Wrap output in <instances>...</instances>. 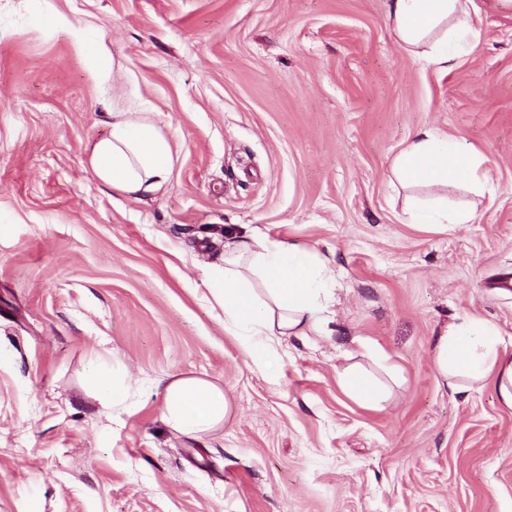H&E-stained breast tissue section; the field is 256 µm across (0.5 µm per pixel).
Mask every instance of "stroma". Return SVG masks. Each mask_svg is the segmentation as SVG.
Instances as JSON below:
<instances>
[{"mask_svg":"<svg viewBox=\"0 0 512 512\" xmlns=\"http://www.w3.org/2000/svg\"><path fill=\"white\" fill-rule=\"evenodd\" d=\"M475 5L478 41L440 70L387 0H0V512H512V407L431 362L466 313L512 362V10ZM113 112L173 150L141 202L92 173ZM423 126L486 158L471 223L409 221L391 166ZM250 234L336 275L339 337H277L270 370L203 284ZM97 361L128 369L125 405L97 399ZM355 363L396 366L379 406L341 390ZM173 374L234 416L175 434Z\"/></svg>","mask_w":512,"mask_h":512,"instance_id":"stroma-1","label":"stroma"}]
</instances>
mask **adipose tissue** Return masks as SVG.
<instances>
[{"label": "adipose tissue", "instance_id": "obj_1", "mask_svg": "<svg viewBox=\"0 0 512 512\" xmlns=\"http://www.w3.org/2000/svg\"><path fill=\"white\" fill-rule=\"evenodd\" d=\"M473 0H387L392 29L408 54L441 70L458 57V43L478 38ZM483 156L434 129H419L395 156L392 175L404 187L438 190L457 182L483 188ZM96 179L132 200L160 191L173 172V154L156 124L138 112L112 115L108 137L91 150ZM224 312V329L237 336L245 354L270 368L279 355L275 335L333 336L328 308L335 300L332 270L310 250L294 243L250 235L224 245L223 262L209 266L204 281ZM504 339L496 324L465 314L436 338L432 364L443 379L464 378L465 389L494 381L512 406V363H504ZM92 379L100 401L128 399V370L98 363ZM233 407L223 388L196 376H174L163 389L162 419L174 432L202 437L223 427Z\"/></svg>", "mask_w": 512, "mask_h": 512}]
</instances>
